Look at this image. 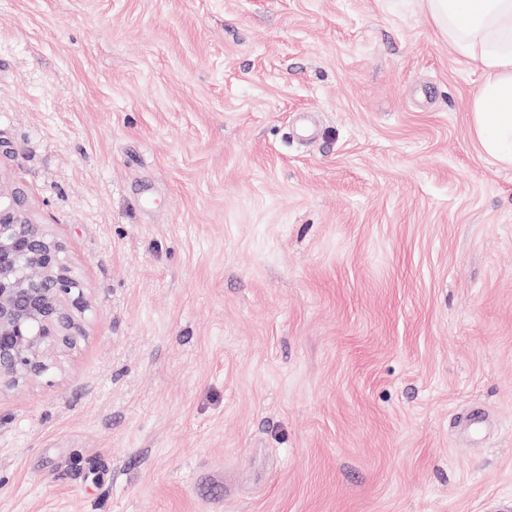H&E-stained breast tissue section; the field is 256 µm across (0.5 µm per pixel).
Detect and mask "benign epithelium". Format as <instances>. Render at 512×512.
Wrapping results in <instances>:
<instances>
[{"label": "benign epithelium", "instance_id": "obj_1", "mask_svg": "<svg viewBox=\"0 0 512 512\" xmlns=\"http://www.w3.org/2000/svg\"><path fill=\"white\" fill-rule=\"evenodd\" d=\"M85 304L63 244L0 178V390L48 371L52 355L82 335Z\"/></svg>", "mask_w": 512, "mask_h": 512}]
</instances>
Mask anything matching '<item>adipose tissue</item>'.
I'll use <instances>...</instances> for the list:
<instances>
[{
	"label": "adipose tissue",
	"mask_w": 512,
	"mask_h": 512,
	"mask_svg": "<svg viewBox=\"0 0 512 512\" xmlns=\"http://www.w3.org/2000/svg\"><path fill=\"white\" fill-rule=\"evenodd\" d=\"M434 23L487 76L473 107L487 156L512 165V0H426Z\"/></svg>",
	"instance_id": "ef3b65f1"
}]
</instances>
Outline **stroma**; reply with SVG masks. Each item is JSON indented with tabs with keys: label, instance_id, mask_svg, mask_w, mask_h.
I'll list each match as a JSON object with an SVG mask.
<instances>
[{
	"label": "stroma",
	"instance_id": "35a3bbf8",
	"mask_svg": "<svg viewBox=\"0 0 512 512\" xmlns=\"http://www.w3.org/2000/svg\"><path fill=\"white\" fill-rule=\"evenodd\" d=\"M424 0H0V177L85 334L0 512H512V167Z\"/></svg>",
	"mask_w": 512,
	"mask_h": 512
}]
</instances>
